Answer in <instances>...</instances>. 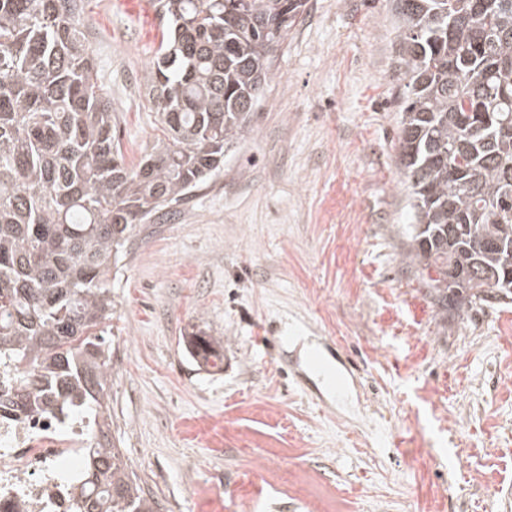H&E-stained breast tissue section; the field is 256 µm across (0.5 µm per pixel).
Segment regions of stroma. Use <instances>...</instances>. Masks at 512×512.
<instances>
[{"label": "stroma", "instance_id": "35a3bbf8", "mask_svg": "<svg viewBox=\"0 0 512 512\" xmlns=\"http://www.w3.org/2000/svg\"><path fill=\"white\" fill-rule=\"evenodd\" d=\"M82 23L139 156L160 21ZM397 65L390 0H306L223 171L113 269L112 437L161 512H512V304L442 314L410 258ZM185 335V336H184ZM183 335V342L187 353L198 363L208 366L210 362L216 367L223 361L222 345L212 336L199 330ZM196 337L197 341L193 338Z\"/></svg>", "mask_w": 512, "mask_h": 512}]
</instances>
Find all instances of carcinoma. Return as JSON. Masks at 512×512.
Masks as SVG:
<instances>
[{
	"label": "carcinoma",
	"mask_w": 512,
	"mask_h": 512,
	"mask_svg": "<svg viewBox=\"0 0 512 512\" xmlns=\"http://www.w3.org/2000/svg\"><path fill=\"white\" fill-rule=\"evenodd\" d=\"M399 164L412 257L443 313L512 301V0H393ZM305 0H157L146 73L160 120L127 159L87 33L84 0H0V416L90 418L78 512H160L112 441V266L168 222L249 130L274 54ZM207 366L222 345L183 336Z\"/></svg>",
	"instance_id": "obj_1"
}]
</instances>
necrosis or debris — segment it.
Returning a JSON list of instances; mask_svg holds the SVG:
<instances>
[{
  "mask_svg": "<svg viewBox=\"0 0 512 512\" xmlns=\"http://www.w3.org/2000/svg\"><path fill=\"white\" fill-rule=\"evenodd\" d=\"M84 438L77 420L0 417V512H76L69 488Z\"/></svg>",
  "mask_w": 512,
  "mask_h": 512,
  "instance_id": "4bbe7bcc",
  "label": "necrosis or debris"
}]
</instances>
